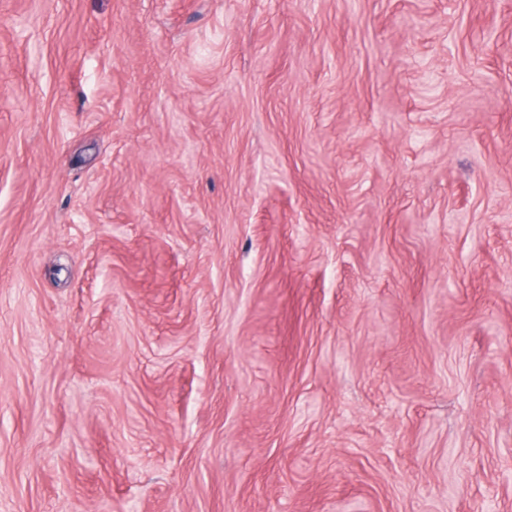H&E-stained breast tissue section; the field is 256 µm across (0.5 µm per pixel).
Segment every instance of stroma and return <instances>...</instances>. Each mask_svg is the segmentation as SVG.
Wrapping results in <instances>:
<instances>
[{"label": "stroma", "mask_w": 512, "mask_h": 512, "mask_svg": "<svg viewBox=\"0 0 512 512\" xmlns=\"http://www.w3.org/2000/svg\"><path fill=\"white\" fill-rule=\"evenodd\" d=\"M0 512H512V0H0Z\"/></svg>", "instance_id": "1"}]
</instances>
